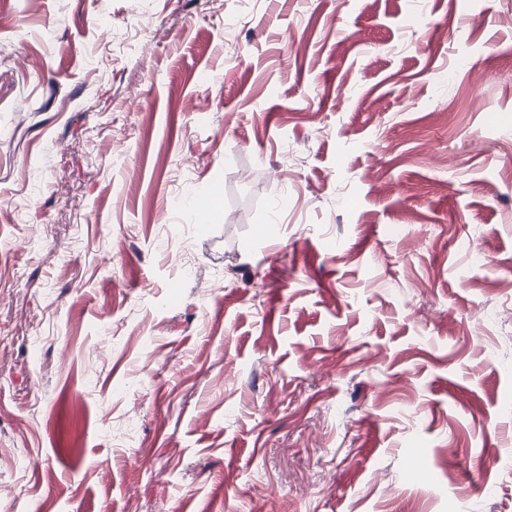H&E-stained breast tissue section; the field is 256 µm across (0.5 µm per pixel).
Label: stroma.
<instances>
[{
	"instance_id": "obj_1",
	"label": "stroma",
	"mask_w": 512,
	"mask_h": 512,
	"mask_svg": "<svg viewBox=\"0 0 512 512\" xmlns=\"http://www.w3.org/2000/svg\"><path fill=\"white\" fill-rule=\"evenodd\" d=\"M0 512H512V0H0Z\"/></svg>"
}]
</instances>
